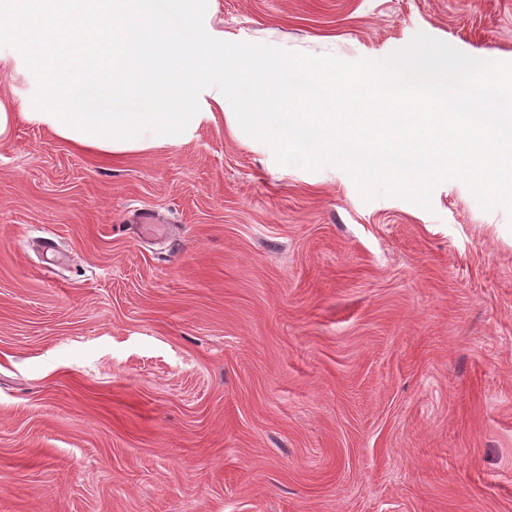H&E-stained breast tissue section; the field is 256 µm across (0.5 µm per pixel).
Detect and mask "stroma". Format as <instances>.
<instances>
[{"label": "stroma", "mask_w": 512, "mask_h": 512, "mask_svg": "<svg viewBox=\"0 0 512 512\" xmlns=\"http://www.w3.org/2000/svg\"><path fill=\"white\" fill-rule=\"evenodd\" d=\"M256 51L512 80V0H217ZM418 192L223 117L0 142V512H512V176ZM165 237H139L127 208ZM54 239L61 265L47 264Z\"/></svg>", "instance_id": "1"}]
</instances>
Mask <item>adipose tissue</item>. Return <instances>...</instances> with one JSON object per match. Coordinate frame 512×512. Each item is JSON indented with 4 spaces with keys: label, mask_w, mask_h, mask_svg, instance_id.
<instances>
[{
    "label": "adipose tissue",
    "mask_w": 512,
    "mask_h": 512,
    "mask_svg": "<svg viewBox=\"0 0 512 512\" xmlns=\"http://www.w3.org/2000/svg\"><path fill=\"white\" fill-rule=\"evenodd\" d=\"M217 0H0V73L33 88L21 107L0 98V139L14 118L44 127L76 147L120 157L177 145L223 113L245 128L253 148L271 140L324 161L343 154L373 174H400L419 188L435 169H466L481 186L512 166L508 150L490 161L454 128L459 99L493 100L512 112V86L463 68L445 86L447 111L392 121L337 111L352 89L374 90L372 75L333 64H288L265 51L259 67H227L242 55L212 18Z\"/></svg>",
    "instance_id": "adipose-tissue-1"
}]
</instances>
